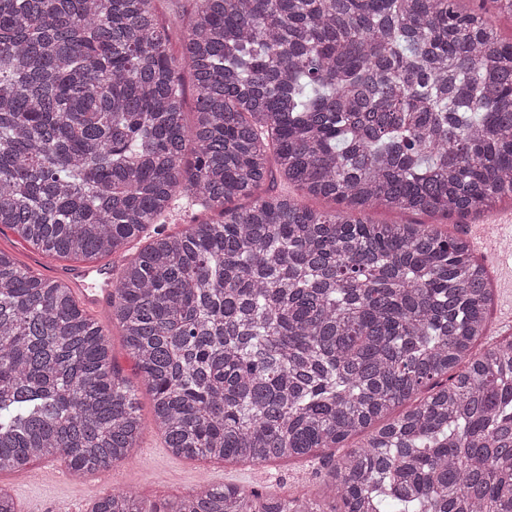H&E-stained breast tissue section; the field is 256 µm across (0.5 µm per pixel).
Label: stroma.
<instances>
[{"instance_id":"stroma-1","label":"stroma","mask_w":512,"mask_h":512,"mask_svg":"<svg viewBox=\"0 0 512 512\" xmlns=\"http://www.w3.org/2000/svg\"><path fill=\"white\" fill-rule=\"evenodd\" d=\"M324 450L301 459H286L268 465L227 464L217 460H188L165 448L153 425H146L142 441L123 463L82 478H72L61 461H53V478L47 485L31 487L20 476L2 475L18 507L28 504L74 506L90 512L93 502L115 491L130 490L147 503L174 501L202 483L233 484L264 495L293 498L304 492L325 493Z\"/></svg>"}]
</instances>
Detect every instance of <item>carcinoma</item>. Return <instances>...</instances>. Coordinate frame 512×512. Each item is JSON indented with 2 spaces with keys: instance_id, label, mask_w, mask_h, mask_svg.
<instances>
[{
  "instance_id": "1",
  "label": "carcinoma",
  "mask_w": 512,
  "mask_h": 512,
  "mask_svg": "<svg viewBox=\"0 0 512 512\" xmlns=\"http://www.w3.org/2000/svg\"><path fill=\"white\" fill-rule=\"evenodd\" d=\"M459 2L192 0L184 27L175 0L167 22L156 0H0V226L117 259L112 323L165 446L263 464L363 436L324 461L330 508L206 484L92 512H512L487 269L438 224L367 216L512 198V41ZM276 174L342 208L260 194ZM179 197L216 218L167 231ZM144 429L103 327L0 250V473L44 452L94 473Z\"/></svg>"
}]
</instances>
